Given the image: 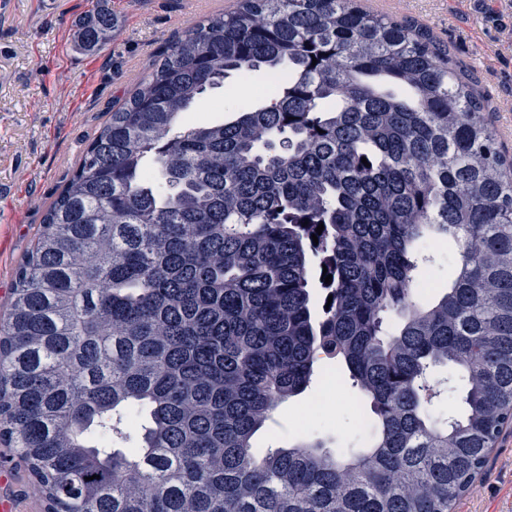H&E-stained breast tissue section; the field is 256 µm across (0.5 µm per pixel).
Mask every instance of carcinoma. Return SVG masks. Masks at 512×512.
Here are the masks:
<instances>
[{
    "instance_id": "1",
    "label": "carcinoma",
    "mask_w": 512,
    "mask_h": 512,
    "mask_svg": "<svg viewBox=\"0 0 512 512\" xmlns=\"http://www.w3.org/2000/svg\"><path fill=\"white\" fill-rule=\"evenodd\" d=\"M119 23L92 12L76 48ZM257 70L259 104L180 124ZM484 110L428 32L360 0H236L175 41L46 209L0 317V444L46 512H449L512 425V179ZM450 238L422 302L421 250ZM324 359L369 403L366 446L256 455ZM448 366L461 407L439 420ZM457 244L449 240L446 245L441 246L440 250L434 254V260L424 265L418 272V279L421 283H429V288H417L425 296L433 291L441 290L438 287L448 288V276L454 267Z\"/></svg>"
}]
</instances>
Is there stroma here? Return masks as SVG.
<instances>
[{
    "mask_svg": "<svg viewBox=\"0 0 512 512\" xmlns=\"http://www.w3.org/2000/svg\"><path fill=\"white\" fill-rule=\"evenodd\" d=\"M94 0H0V314L7 311L15 271L33 246L49 204L73 175L112 107L130 96L157 56L198 22L233 9L234 0H107L121 26L103 50L73 48L79 17ZM373 13L430 31L447 46L456 69L488 103V118L506 158L512 160V0H364ZM268 90L265 72L227 79L204 110L187 121L221 123L242 100ZM331 397L335 412L314 411ZM370 408L347 373L325 363L311 387L281 404L257 433L254 451L317 439L338 453L362 448L360 424ZM10 472L0 496L19 512H44L28 477L0 446V469ZM454 512H512V427L490 453L485 474Z\"/></svg>",
    "mask_w": 512,
    "mask_h": 512,
    "instance_id": "35a3bbf8",
    "label": "stroma"
}]
</instances>
